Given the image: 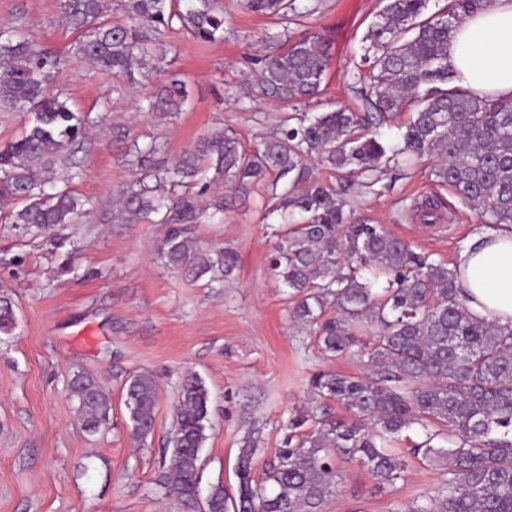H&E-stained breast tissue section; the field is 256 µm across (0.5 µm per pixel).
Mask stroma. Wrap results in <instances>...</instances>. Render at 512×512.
<instances>
[{
	"label": "stroma",
	"mask_w": 512,
	"mask_h": 512,
	"mask_svg": "<svg viewBox=\"0 0 512 512\" xmlns=\"http://www.w3.org/2000/svg\"><path fill=\"white\" fill-rule=\"evenodd\" d=\"M296 3L316 10L284 27L249 11L245 0H219L223 40L203 42L173 24L129 78L73 60L75 35L60 0H0V24L23 26L43 49L66 58L52 87L91 119L80 138L81 177L55 179L86 201L84 222L53 239L0 222V297L16 314L12 331L0 333V512H177L176 498L157 479L190 372L211 398L200 493L220 483L235 496L243 438L254 435V472L262 474L284 445L289 417L307 403L313 373L365 376L356 359L325 358L291 323L288 289L269 269L279 216L264 208L266 183L236 192L222 223L188 229L195 246L216 242L237 252V270L220 284L163 265L157 245L166 225L120 222L113 207L145 173L132 143H157L162 159L173 162L217 129L232 130L250 151L275 135L283 109L277 99L257 96L255 60L295 35L318 33L331 45L324 91L305 111L327 112L354 99L351 70L367 51L363 37L379 0ZM173 79L187 86L182 112L170 118L149 111L147 96ZM435 166L428 158L404 165L370 189L352 182L342 199L416 251L451 264L480 226L435 177ZM429 197L442 206L437 223L423 224L414 209ZM140 373L157 385L154 427L143 442L130 436L122 398L126 379ZM77 374L100 382L112 405L95 434L84 431L71 391ZM407 464L405 479L382 489L361 464H346L326 512H409L436 494L441 473L412 457Z\"/></svg>",
	"instance_id": "stroma-1"
}]
</instances>
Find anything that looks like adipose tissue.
<instances>
[{"label":"adipose tissue","mask_w":512,"mask_h":512,"mask_svg":"<svg viewBox=\"0 0 512 512\" xmlns=\"http://www.w3.org/2000/svg\"><path fill=\"white\" fill-rule=\"evenodd\" d=\"M448 67L462 88L479 97L512 99V0L466 16L448 48ZM471 311L512 322V232L477 237L457 257Z\"/></svg>","instance_id":"obj_1"}]
</instances>
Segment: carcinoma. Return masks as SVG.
I'll list each match as a JSON object with an SVG mask.
<instances>
[{
  "label": "carcinoma",
  "instance_id": "obj_1",
  "mask_svg": "<svg viewBox=\"0 0 512 512\" xmlns=\"http://www.w3.org/2000/svg\"><path fill=\"white\" fill-rule=\"evenodd\" d=\"M186 12L166 13V0H124L129 25H114L102 0H61L68 28L78 33L74 57L104 71L130 77L160 45L163 29L178 20L194 37L224 36V13L216 0H188ZM295 0H245L246 8L285 24L301 16ZM496 0H446L425 15L428 0H382L365 40L377 50L362 56L354 75L364 113L349 107L311 117L292 112L279 135L249 152L229 130L201 137L193 149L155 178L184 191L172 198L139 182L116 200L128 223L151 214L169 225L158 247L168 267L196 277L230 278L237 268L231 247L194 248L185 224H209L224 215L229 200L213 189L222 183L243 189L273 176L285 230L270 257V269L288 288L289 314L315 337L330 358L352 356L366 377L319 371L309 378L313 406L288 422L284 447L254 476L255 439L247 435L236 465L237 497L212 487L205 512H324L341 478V465L357 461L378 487L405 478L407 464L392 444L413 426L424 439L411 453L443 466L438 494L411 512H512V324L473 316L455 268L390 234L384 225L346 209L336 188L305 177L304 161L317 156L333 171L363 179L370 187L401 161L437 157L435 176L466 204L478 223L512 229V101L488 100L454 84L446 65L448 44L461 17L490 9ZM329 52L311 33L260 60V92L298 103L320 95ZM62 59L40 49L22 28L0 29V112L30 115L22 135L0 147V197L23 203L0 220L53 229L78 224L86 210L68 188L48 193L39 171L64 166L80 177L78 137L89 116L73 111L51 85ZM187 90L178 80L149 102L167 116L182 110ZM410 114L400 140L385 144L377 129L389 117ZM384 286L374 287L362 271ZM15 313L0 298V332L9 333ZM71 387L83 428L98 432L111 404L91 377L77 375ZM124 402L135 439L153 430L156 382L149 373L128 379ZM350 412L335 418L330 403ZM210 394L201 379L185 376L159 486L187 512L202 479L201 448ZM446 436L447 446L435 440Z\"/></svg>",
  "mask_w": 512,
  "mask_h": 512
}]
</instances>
